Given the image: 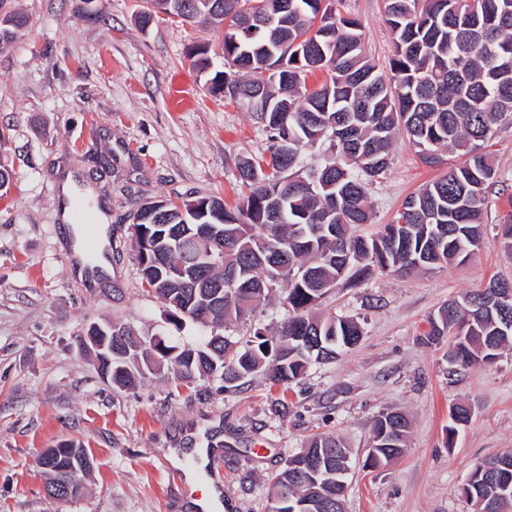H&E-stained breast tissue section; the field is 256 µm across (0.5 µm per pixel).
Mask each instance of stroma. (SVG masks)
<instances>
[{
  "label": "stroma",
  "mask_w": 512,
  "mask_h": 512,
  "mask_svg": "<svg viewBox=\"0 0 512 512\" xmlns=\"http://www.w3.org/2000/svg\"><path fill=\"white\" fill-rule=\"evenodd\" d=\"M138 3L94 0L90 19L81 0L12 2L28 26L0 48V152L13 170L0 191V512H194L210 475H191L169 454L212 439L223 444L213 476L224 512H267L272 479L319 434L341 437L351 451L345 512H473L461 494L473 466L512 453V347L463 370L426 333L448 300L512 280V251L496 239L512 215V120L488 144L497 175L477 255L328 292L324 308L363 329L354 348L313 365L285 392L260 375L229 387L217 375L185 384L169 369L118 390L79 345L87 325L120 323L180 347L207 334L175 321L143 286L131 232L138 209L189 196L235 207L240 158H260L267 145L252 112L212 95L209 72L186 57L218 32L165 17L141 27ZM339 9L359 22L366 55L387 70L394 43L383 0H341ZM177 84L193 94L178 108L170 102ZM441 170L396 137L389 169L368 187L372 219L358 234L391 223ZM81 192L112 224V277L95 286L74 270V238L61 217ZM287 315L276 290L224 333L242 347L255 329L275 332ZM460 403L471 416L451 437L449 413ZM391 409L411 421L404 454L365 467L373 423ZM72 440L93 467L78 496L57 499L37 461Z\"/></svg>",
  "instance_id": "1"
}]
</instances>
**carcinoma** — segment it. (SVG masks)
I'll return each mask as SVG.
<instances>
[{
  "label": "carcinoma",
  "instance_id": "carcinoma-1",
  "mask_svg": "<svg viewBox=\"0 0 512 512\" xmlns=\"http://www.w3.org/2000/svg\"><path fill=\"white\" fill-rule=\"evenodd\" d=\"M0 0V47L11 43L26 18ZM325 0H144L139 19L170 9L181 20L204 16L224 28L220 48L226 69L209 80L211 89L232 100L250 101L264 89L267 112H255L268 132L269 158L240 160L237 171L247 193L239 206L222 208L224 223L211 240L199 226L214 221L213 198L169 202L174 223L137 224L150 248L136 249L142 284L167 302L179 321L222 327L249 315L275 289L284 293L288 317L276 334L256 330L242 349L223 336L197 346L136 342L125 337L112 355V380L134 386L162 362L180 360L185 382L218 374L228 383L257 373L271 385L300 379L311 361H330L355 346L360 324L321 309L340 280L354 282L375 271L408 273L417 268L465 262L483 241L480 217L495 165L483 152L502 117L512 116V0H384L386 21L395 35L391 76L366 60L358 23L323 6ZM249 14L253 23L241 26ZM208 45L188 50L192 64L211 66ZM322 70L328 78L310 90L306 75ZM403 134L429 167L452 148L466 157L459 166L408 196L403 209L378 234L364 237L355 227L370 219L365 179L390 165V145ZM328 137L342 156L305 175L293 169L307 145ZM288 140V155L281 141ZM215 262L190 280L183 272L206 250ZM351 254L354 271H344L336 255ZM238 273L241 288L224 278ZM497 280L482 292L467 293L430 318L427 342L451 335L448 358L464 368L489 364L512 344V317L502 316ZM322 343L309 353L299 337ZM409 430L406 417L382 413L374 423L366 465L375 468L402 453ZM52 460L39 459L45 475L76 468L88 456L80 445L63 444ZM349 449L335 436L313 437L291 456L271 485L268 512H320L326 497L344 499ZM497 472L474 469L462 495L479 512H504L501 492L512 490V455L497 457Z\"/></svg>",
  "mask_w": 512,
  "mask_h": 512
}]
</instances>
